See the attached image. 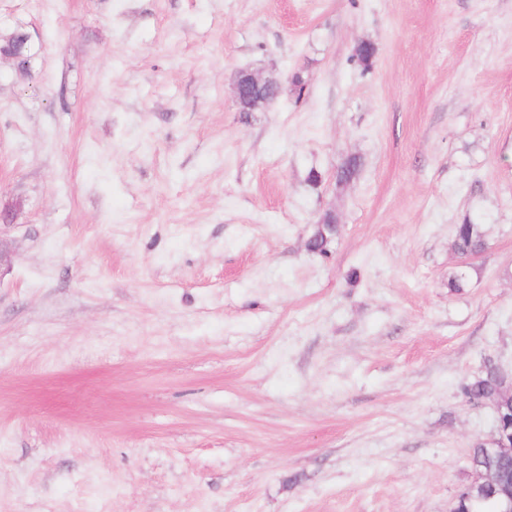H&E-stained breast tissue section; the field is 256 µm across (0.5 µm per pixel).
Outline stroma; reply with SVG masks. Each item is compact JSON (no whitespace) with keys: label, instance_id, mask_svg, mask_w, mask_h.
Segmentation results:
<instances>
[{"label":"stroma","instance_id":"1","mask_svg":"<svg viewBox=\"0 0 512 512\" xmlns=\"http://www.w3.org/2000/svg\"><path fill=\"white\" fill-rule=\"evenodd\" d=\"M17 33L0 512H450L461 386L512 370V0H0ZM281 83L275 78H268L249 70L240 71L233 84V99L236 107L244 106L258 96L271 105L279 97ZM485 232L482 224L465 218L460 224H455L454 248L461 257L470 258L480 254L486 248Z\"/></svg>","mask_w":512,"mask_h":512}]
</instances>
